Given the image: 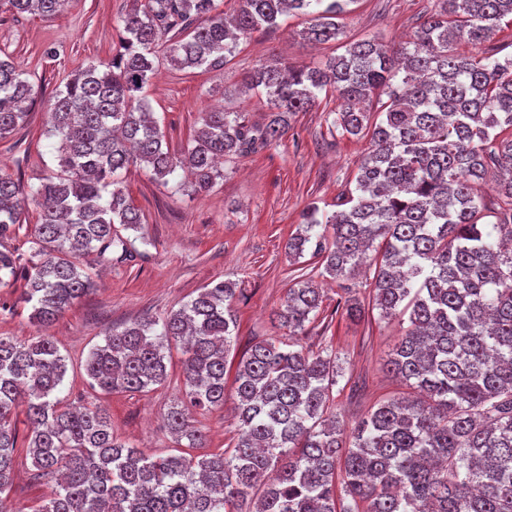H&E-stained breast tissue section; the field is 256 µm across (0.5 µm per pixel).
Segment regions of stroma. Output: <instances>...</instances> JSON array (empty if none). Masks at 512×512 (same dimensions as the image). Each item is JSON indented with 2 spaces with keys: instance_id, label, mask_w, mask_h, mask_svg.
I'll return each instance as SVG.
<instances>
[{
  "instance_id": "35a3bbf8",
  "label": "stroma",
  "mask_w": 512,
  "mask_h": 512,
  "mask_svg": "<svg viewBox=\"0 0 512 512\" xmlns=\"http://www.w3.org/2000/svg\"><path fill=\"white\" fill-rule=\"evenodd\" d=\"M131 0H69L53 19L16 15L0 9V54H8L17 70L34 87L37 103L26 126L0 140V173L37 188L56 166L54 141L48 138V102L62 79L89 64L112 56L120 17ZM437 0H355L338 19L337 40L317 46L301 31L309 18L285 16L279 28L241 39L223 70H179L162 64L145 87L154 117L172 153H182L202 112L213 105L246 113L255 127L269 120L263 95L240 90L243 75L271 56L294 66H318L341 54L344 44L363 38L382 43L413 39L421 17ZM335 94L320 95L315 107L289 120L279 143L221 166L222 175L210 190L194 193L175 184L155 182L141 167L122 175L133 205L139 209L144 243L130 258L113 250L112 260L99 262L83 255L95 288L82 297L45 332L65 356L68 372L61 394L68 403L99 404L117 437L148 454H176L180 447L166 433L163 418L184 395L179 353L167 364L166 383L147 392H95L84 372L93 347L106 332L143 318L161 319L195 297L212 281L235 284L233 304L239 331L230 361H238L253 344L279 335L273 317L292 284L293 271L285 244L309 204L332 213L340 194L354 187L368 139H354L332 130ZM322 308L333 318L331 328L308 323L297 337L304 349L316 352L333 346L340 357L341 377L333 395V410L346 427H353L383 400L406 395L408 388L387 374L383 364L409 325L395 318L381 322L372 312L350 319L343 310L348 297L368 301L374 286L372 269L349 282L319 278ZM22 278L0 281V336L25 339L43 330L31 325L20 300ZM233 402L195 415L211 450L231 447L237 432ZM54 481L37 478L30 461L19 460L7 505L13 512H30L49 499Z\"/></svg>"
}]
</instances>
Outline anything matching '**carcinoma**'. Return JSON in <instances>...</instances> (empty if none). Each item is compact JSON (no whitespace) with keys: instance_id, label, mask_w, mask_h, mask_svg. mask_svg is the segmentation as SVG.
Returning <instances> with one entry per match:
<instances>
[{"instance_id":"carcinoma-1","label":"carcinoma","mask_w":512,"mask_h":512,"mask_svg":"<svg viewBox=\"0 0 512 512\" xmlns=\"http://www.w3.org/2000/svg\"><path fill=\"white\" fill-rule=\"evenodd\" d=\"M66 2L0 7L52 19ZM356 2L240 0L228 16L217 0H132L112 60L68 75L50 100L58 171L36 191L28 257L0 249V282L23 269L29 322H52L93 290L82 255L128 253L114 226L136 230L141 216L120 171L138 165L166 184L186 169V187L205 191L219 160L279 142L288 118L331 90L340 101L331 127L368 135L371 147L339 210L322 215L311 205L288 238V257L309 250L320 269L296 276L276 321L297 336L321 311L314 276L348 280L375 251L372 308L381 321L409 322L384 368L421 397L382 401L348 431L329 413L336 352L269 338L237 363L232 450L150 456L119 440L100 407L63 405L67 368L51 339L0 336V512H9L21 412L32 466L60 476L33 512H512V56L457 51L511 27L512 0H439L413 41L354 40L318 67L272 57L241 81L242 91L266 96L271 120L255 128L241 112H204L182 155L142 98L164 35L175 66L221 71L240 38L291 12L310 16L305 41L336 40V16ZM375 95L388 101L372 123L366 103ZM35 104L28 79L0 59V140ZM490 173L501 216L482 224L478 185ZM23 202L20 182L0 174V238L23 223ZM236 292L213 281L161 320L107 332L85 361L90 386L160 387L176 344L185 398L170 405L165 426L176 442L207 447L190 409L224 407Z\"/></svg>"}]
</instances>
